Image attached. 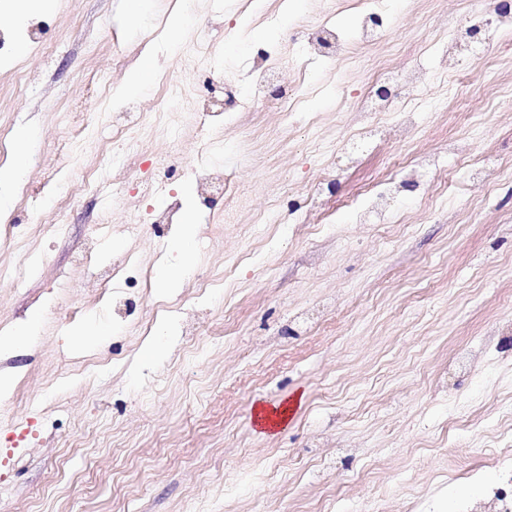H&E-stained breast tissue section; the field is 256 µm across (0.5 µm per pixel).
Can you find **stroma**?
<instances>
[{
    "label": "stroma",
    "instance_id": "stroma-1",
    "mask_svg": "<svg viewBox=\"0 0 512 512\" xmlns=\"http://www.w3.org/2000/svg\"><path fill=\"white\" fill-rule=\"evenodd\" d=\"M174 2L151 0L130 22L129 0H56L20 17L0 0V37L27 47L0 61V162L17 128L33 131L0 217V269H28L0 280V330L41 313L29 342L0 356L16 376L0 399V512H184L191 499L200 512H451L480 496L495 476L486 451L512 421V339L491 336L512 321V31H486L481 60L460 56L445 73L452 22L484 0H387L389 23L368 46L356 0H188L193 23L172 51L161 31ZM302 19L331 23L348 55L298 70L288 29ZM200 46L246 101L266 67L303 76L299 109L283 116L270 88L257 111L179 120L171 141L163 85L194 83L183 58ZM147 50L159 76L118 99ZM384 64L433 72L419 99L451 96L455 109L415 113L405 149L435 163L400 177L367 221L364 192L396 144L350 116ZM480 65L498 86L463 82ZM457 112L480 124L478 163ZM117 123L138 139V175L102 156L107 184L64 185L75 132L109 141ZM207 140L209 163L235 169L246 192L237 218L225 221L223 196L201 203L188 179L142 196L155 158L195 160ZM314 189L323 207L309 211ZM172 203L200 221L196 261L168 294L158 267L178 225L136 235L128 222ZM273 205L279 223L259 228ZM129 256L138 287L97 277ZM96 320L105 342L69 341ZM165 321L166 353L140 365ZM278 403L287 422L261 433L257 409Z\"/></svg>",
    "mask_w": 512,
    "mask_h": 512
}]
</instances>
